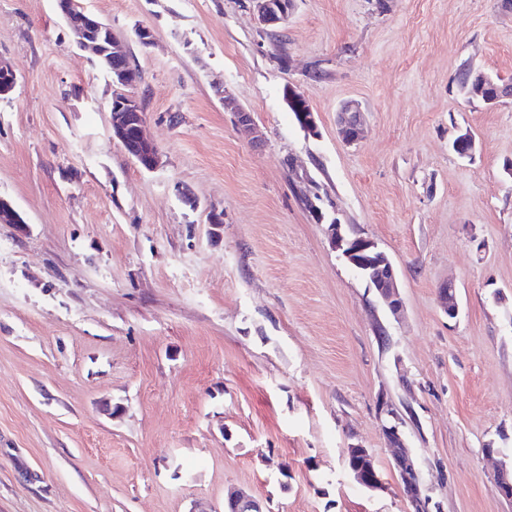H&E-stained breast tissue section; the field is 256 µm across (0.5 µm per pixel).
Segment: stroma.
Segmentation results:
<instances>
[{
  "label": "stroma",
  "instance_id": "35a3bbf8",
  "mask_svg": "<svg viewBox=\"0 0 512 512\" xmlns=\"http://www.w3.org/2000/svg\"><path fill=\"white\" fill-rule=\"evenodd\" d=\"M79 2L123 46L162 163L113 139L112 79L55 0H0V197L25 221L0 224V512H224L232 487L269 512H414L383 398L430 512H512L494 484L512 465V99L456 84L512 81V0H293L276 28L251 0ZM334 222L390 257L399 315ZM353 445L378 489L353 480ZM473 80L474 76L468 68L462 70L457 77L459 90L464 95L468 96L469 94L471 100H478L485 105L492 106L504 97L512 98V83L500 84L498 80L485 73L479 74L474 83ZM339 124L345 141L356 143L362 134V112L358 103H344L338 112ZM380 404L382 406L381 413L383 412L388 417L384 421L381 420L380 428L390 448L394 450L393 466L404 486L411 506L415 507L416 510L425 511V504L428 499L422 496L420 473L416 459L401 430L402 418L387 402L381 401ZM347 458L352 461L349 466L350 474L360 486L369 490H375L381 486L379 473L371 462L367 448L351 447L347 450ZM352 458L357 460V465L353 464Z\"/></svg>",
  "mask_w": 512,
  "mask_h": 512
}]
</instances>
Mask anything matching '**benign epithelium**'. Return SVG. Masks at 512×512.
I'll list each match as a JSON object with an SVG mask.
<instances>
[{
    "instance_id": "benign-epithelium-1",
    "label": "benign epithelium",
    "mask_w": 512,
    "mask_h": 512,
    "mask_svg": "<svg viewBox=\"0 0 512 512\" xmlns=\"http://www.w3.org/2000/svg\"><path fill=\"white\" fill-rule=\"evenodd\" d=\"M56 5L80 45L89 49L96 58H103L109 63L112 84L122 89L121 97H112L108 105L112 138L119 141L143 169L147 171L156 169L161 162L160 154L143 135L145 113L142 102L136 95L124 91V88L131 85L132 71L126 55L118 48L112 37V29L91 13L73 11L69 0H56ZM253 7L259 24L264 27H276L284 23L288 20L291 10L287 0H253ZM16 81L17 75L12 66L0 59V96L10 94ZM469 97L492 106L504 97L512 98V83L501 84L490 75L481 73L472 84ZM224 108L234 112L237 124L245 127L253 125L251 113L237 105L227 92L224 93ZM338 118L345 141L349 144L356 143L362 134V112L359 104L354 101L344 103L338 112ZM0 223L24 226L21 216L10 202L2 197H0ZM330 241L346 263L361 271V275L375 289L377 299L390 312L397 313L402 309L403 302L397 288L394 266L375 241L353 228L346 232L343 225L337 223L331 225ZM438 297L448 318H456L459 314V306L454 283L449 281L439 288ZM381 412L387 416V419L381 422L380 428L394 450L393 466L411 506L423 512L427 498L422 496L416 459L401 430L402 418L385 402L381 403ZM347 458L357 460V463L349 466V471L360 486L369 490H375L381 486L379 473L372 464L367 449L351 447L347 449ZM495 486L501 497L512 500V469H507L505 465L501 466L495 475ZM224 512H266V510L251 494L234 489L229 491L225 498Z\"/></svg>"
}]
</instances>
